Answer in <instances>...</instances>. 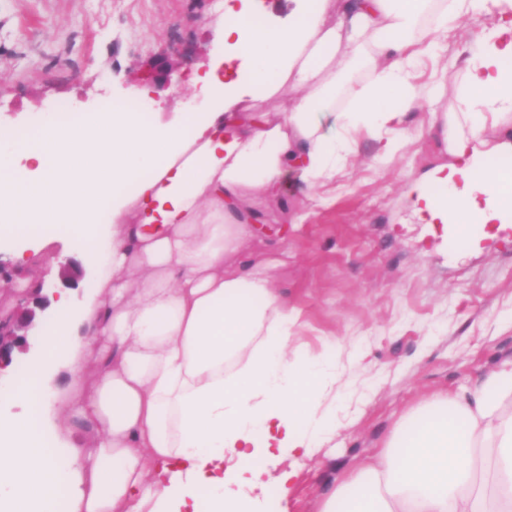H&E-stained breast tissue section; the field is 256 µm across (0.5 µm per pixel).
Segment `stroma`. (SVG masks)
Instances as JSON below:
<instances>
[{"mask_svg": "<svg viewBox=\"0 0 512 512\" xmlns=\"http://www.w3.org/2000/svg\"><path fill=\"white\" fill-rule=\"evenodd\" d=\"M489 18L452 21L448 37L416 72L419 85L444 73L441 98L408 111L406 146L383 154L357 135L356 154L335 184L306 189L297 173L261 200V224L245 261H276L282 300L298 317L292 345L315 355L328 341L343 353L336 427L321 448L298 456L286 512H318L344 475L382 447L411 407L439 394L474 390L512 360V223L471 226L467 237L413 223L403 195L422 171L445 161L433 112L460 111L462 61ZM224 14L213 0H0V130L31 132L68 104L73 113L140 102L165 126L204 108L189 83L224 52ZM176 69L168 85L146 82L152 59ZM0 283V315L16 293L42 281L81 304L96 268L69 232L55 234L35 262L12 265ZM32 350L13 351L5 386L35 366L51 306L32 305Z\"/></svg>", "mask_w": 512, "mask_h": 512, "instance_id": "35a3bbf8", "label": "stroma"}]
</instances>
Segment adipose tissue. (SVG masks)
<instances>
[{
  "mask_svg": "<svg viewBox=\"0 0 512 512\" xmlns=\"http://www.w3.org/2000/svg\"><path fill=\"white\" fill-rule=\"evenodd\" d=\"M251 2L224 0V65L200 76L206 106L179 126L115 110L0 134V226L68 225L97 265L84 308L57 294L40 362L79 353L72 317L98 341L58 407L91 424L88 446L47 447L41 370L0 389V402L26 405L21 420H0V501L12 512H251L259 461L321 447L340 353L292 349L297 317L274 263L242 261L253 228L235 214L248 194L276 195L291 170L311 188L335 182L360 130L402 149L405 112L419 105L413 71L452 17L500 21L466 62L462 111L441 115L450 162L406 196L419 224L512 222V178L490 164L512 158V0H295L284 27L252 25ZM362 48L369 81L334 111L336 69ZM289 93L301 99L277 122L236 109ZM319 512H512V363L470 397L439 395L403 416Z\"/></svg>",
  "mask_w": 512,
  "mask_h": 512,
  "instance_id": "obj_1",
  "label": "adipose tissue"
}]
</instances>
